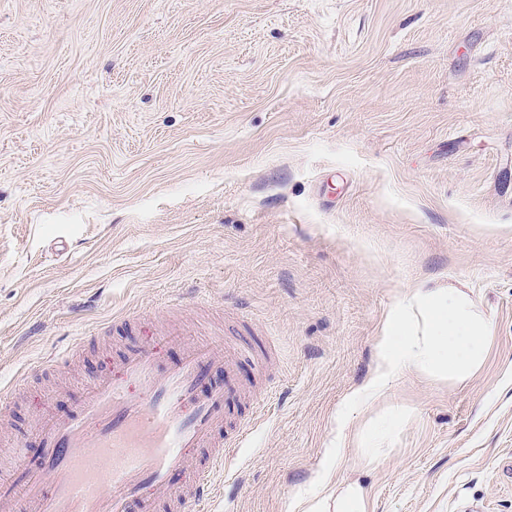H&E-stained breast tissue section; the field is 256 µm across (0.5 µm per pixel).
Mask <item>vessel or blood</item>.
<instances>
[{
	"label": "vessel or blood",
	"mask_w": 512,
	"mask_h": 512,
	"mask_svg": "<svg viewBox=\"0 0 512 512\" xmlns=\"http://www.w3.org/2000/svg\"><path fill=\"white\" fill-rule=\"evenodd\" d=\"M236 364L220 336L186 343L168 366L151 343L124 353L67 421L40 420L38 454L19 449L0 478V512H186L212 499L231 441L224 425L242 399ZM187 448L199 461L185 488L171 475Z\"/></svg>",
	"instance_id": "obj_1"
}]
</instances>
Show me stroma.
Here are the masks:
<instances>
[{"instance_id":"1","label":"stroma","mask_w":512,"mask_h":512,"mask_svg":"<svg viewBox=\"0 0 512 512\" xmlns=\"http://www.w3.org/2000/svg\"><path fill=\"white\" fill-rule=\"evenodd\" d=\"M425 279L493 319L484 365L398 380L340 474L512 512V0H0V443L175 324L263 363L210 512H292Z\"/></svg>"}]
</instances>
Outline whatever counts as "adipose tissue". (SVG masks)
<instances>
[{"label":"adipose tissue","instance_id":"1","mask_svg":"<svg viewBox=\"0 0 512 512\" xmlns=\"http://www.w3.org/2000/svg\"><path fill=\"white\" fill-rule=\"evenodd\" d=\"M490 329L466 288L426 281L409 286L381 323L370 377L346 396L336 414L334 455H341L347 439V414L367 408L405 374L451 384L468 381L484 363ZM318 482L321 497L299 501L296 512H367V492L359 481L338 479L325 468Z\"/></svg>","mask_w":512,"mask_h":512}]
</instances>
